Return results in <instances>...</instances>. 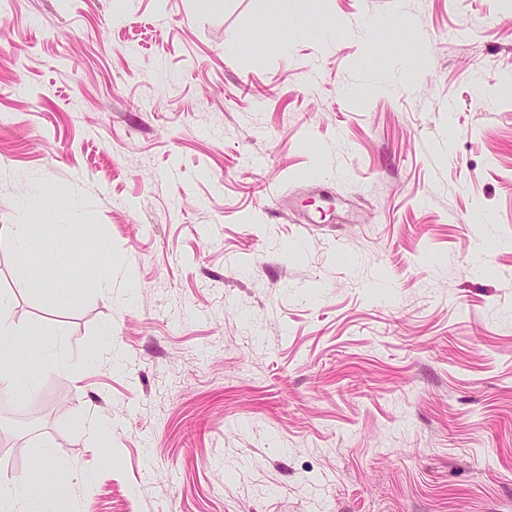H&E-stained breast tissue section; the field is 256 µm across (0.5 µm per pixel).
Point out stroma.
Here are the masks:
<instances>
[{"label": "stroma", "mask_w": 512, "mask_h": 512, "mask_svg": "<svg viewBox=\"0 0 512 512\" xmlns=\"http://www.w3.org/2000/svg\"><path fill=\"white\" fill-rule=\"evenodd\" d=\"M297 8L0 0V225L112 275L0 235L64 512H512V0ZM38 199L27 208V221L21 224H3L1 233L4 229L9 234L12 246L19 261L30 267L32 265L33 253L35 250V230L40 229V237H45L44 231L50 233L52 236L49 238H70L71 230L74 225L71 224H37L40 217L38 212L34 211L38 204ZM32 280H36L39 287L37 289L39 293L53 294L61 303L69 304L73 301L77 302L81 299L74 293H68L59 289L54 269H44L42 273L35 275Z\"/></svg>", "instance_id": "1"}]
</instances>
